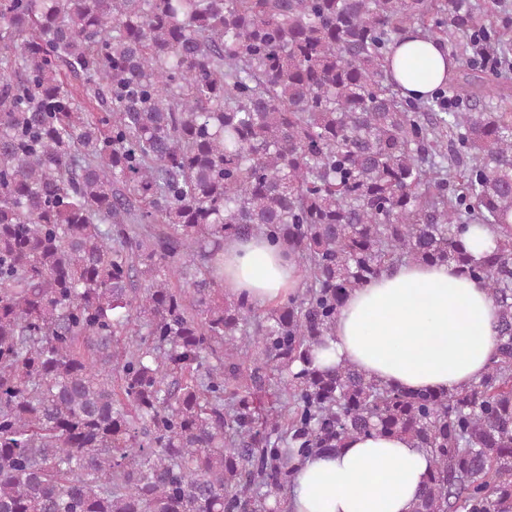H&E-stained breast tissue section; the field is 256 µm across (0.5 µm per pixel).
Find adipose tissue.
Here are the masks:
<instances>
[{"instance_id": "adipose-tissue-1", "label": "adipose tissue", "mask_w": 512, "mask_h": 512, "mask_svg": "<svg viewBox=\"0 0 512 512\" xmlns=\"http://www.w3.org/2000/svg\"><path fill=\"white\" fill-rule=\"evenodd\" d=\"M447 48L407 32L393 49L392 76L405 96L447 83ZM427 61L426 75L406 70ZM288 249L266 241L224 242V288L270 307L299 287ZM497 308L481 283L455 264L406 263L347 295L331 336L316 350L320 366L352 365L405 390L454 392L480 380L498 349ZM432 455L400 435L350 439L300 467L286 512H412L431 473Z\"/></svg>"}]
</instances>
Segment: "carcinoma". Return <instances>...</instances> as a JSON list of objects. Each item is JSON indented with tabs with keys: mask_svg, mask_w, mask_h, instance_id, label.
<instances>
[{
	"mask_svg": "<svg viewBox=\"0 0 512 512\" xmlns=\"http://www.w3.org/2000/svg\"><path fill=\"white\" fill-rule=\"evenodd\" d=\"M496 0H0V512H278L310 455L428 448L412 512H512V92L400 95L419 25L512 61ZM497 233L475 261L462 235ZM301 291L224 298V240ZM454 261L498 309L460 391L315 348L347 294Z\"/></svg>",
	"mask_w": 512,
	"mask_h": 512,
	"instance_id": "obj_1",
	"label": "carcinoma"
}]
</instances>
